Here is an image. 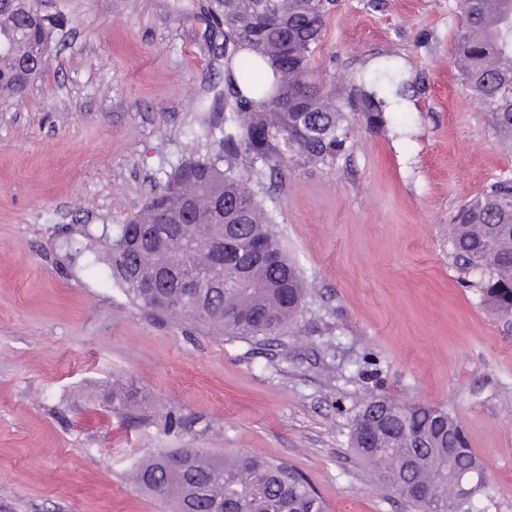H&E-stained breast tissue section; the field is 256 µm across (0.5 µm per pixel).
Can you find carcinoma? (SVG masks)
<instances>
[{
  "label": "carcinoma",
  "instance_id": "1",
  "mask_svg": "<svg viewBox=\"0 0 512 512\" xmlns=\"http://www.w3.org/2000/svg\"><path fill=\"white\" fill-rule=\"evenodd\" d=\"M333 0H213L207 20L224 27V38L243 51L229 55L236 105L224 118L218 146L226 160L244 152L271 170L287 163L294 148L316 160H333L345 147L346 115L336 90L308 78L311 55ZM38 0H0V32L13 35L0 53V99L23 96L43 74L45 53L60 30ZM456 55L462 84L484 105L496 131L512 140V0H468ZM268 65L272 85L256 79ZM371 108L370 124L382 120L373 91L360 90ZM512 234V186L495 184L461 206L449 233L457 279L473 289L496 319H512V249H491L488 237ZM224 249V287L181 288L187 268L208 270ZM169 275L151 296L144 280ZM112 277L143 310L206 323L231 337L276 336L296 320L306 290L297 267L232 168L188 159L176 166L143 211L112 240ZM429 442L415 447V438ZM360 460L377 469L383 484L424 512H459L477 496L490 497V481L448 409L372 397L357 414L351 434ZM452 471L469 478L457 501ZM133 482L170 502L175 512H326L310 481L252 454L218 456L204 448L160 450L140 462Z\"/></svg>",
  "mask_w": 512,
  "mask_h": 512
}]
</instances>
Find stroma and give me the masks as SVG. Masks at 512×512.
<instances>
[{"mask_svg":"<svg viewBox=\"0 0 512 512\" xmlns=\"http://www.w3.org/2000/svg\"><path fill=\"white\" fill-rule=\"evenodd\" d=\"M208 4L45 0L65 25L43 76L0 103V512H172L130 478L187 447L283 463L328 512H422L350 444L377 394L448 406L494 486L470 512H512V325L448 244L462 204L512 183V144L460 84L458 0H335L311 67L342 96L344 151L290 150L274 180L232 162L308 289L294 332L228 337L113 281L118 226L180 162L218 157L230 45ZM363 81L383 125L346 95ZM172 410L190 433L164 431Z\"/></svg>","mask_w":512,"mask_h":512,"instance_id":"35a3bbf8","label":"stroma"}]
</instances>
